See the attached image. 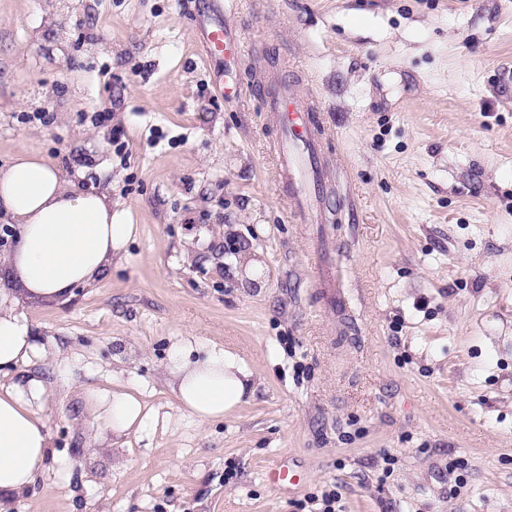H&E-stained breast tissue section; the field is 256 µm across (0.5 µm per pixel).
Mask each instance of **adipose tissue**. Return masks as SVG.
<instances>
[{"mask_svg": "<svg viewBox=\"0 0 512 512\" xmlns=\"http://www.w3.org/2000/svg\"><path fill=\"white\" fill-rule=\"evenodd\" d=\"M0 215L20 226L16 245L0 259V373L10 376L0 382V512H7L45 472L51 446L48 388L27 370L39 347L21 303L59 300L94 282L122 257L137 227L106 193L79 188L25 149L0 173ZM166 372L179 411L201 426L232 414L253 392L250 366L196 336L172 346ZM85 397L116 442L142 432L153 416L135 391L92 389Z\"/></svg>", "mask_w": 512, "mask_h": 512, "instance_id": "obj_1", "label": "adipose tissue"}]
</instances>
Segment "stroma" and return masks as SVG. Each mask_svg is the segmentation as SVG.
Instances as JSON below:
<instances>
[{"label": "stroma", "instance_id": "1", "mask_svg": "<svg viewBox=\"0 0 512 512\" xmlns=\"http://www.w3.org/2000/svg\"><path fill=\"white\" fill-rule=\"evenodd\" d=\"M215 20L247 60L205 53ZM511 73L512 0H0V171L42 153L138 227L97 281L23 305L51 448L11 512H300L331 486L344 512H512ZM283 81L333 136L320 224L277 179ZM183 336L257 371L206 428L164 372ZM117 385L155 414L120 448L83 399Z\"/></svg>", "mask_w": 512, "mask_h": 512}]
</instances>
